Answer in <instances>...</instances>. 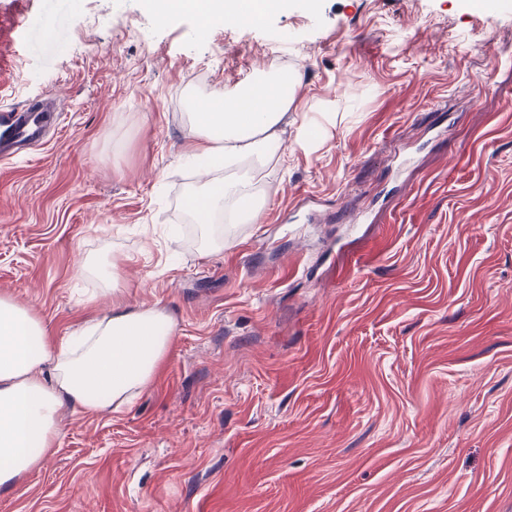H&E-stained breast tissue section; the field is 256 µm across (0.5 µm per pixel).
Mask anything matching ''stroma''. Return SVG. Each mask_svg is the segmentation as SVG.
<instances>
[{
    "label": "stroma",
    "mask_w": 512,
    "mask_h": 512,
    "mask_svg": "<svg viewBox=\"0 0 512 512\" xmlns=\"http://www.w3.org/2000/svg\"><path fill=\"white\" fill-rule=\"evenodd\" d=\"M146 0H0V105L62 91L0 161V296L56 340L174 321L153 385L58 409L0 512H512V0H291L258 24ZM300 83L261 222L200 244L192 76ZM324 141L295 142L302 119ZM120 257V288L81 267Z\"/></svg>",
    "instance_id": "stroma-1"
}]
</instances>
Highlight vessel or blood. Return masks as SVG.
<instances>
[{
    "label": "vessel or blood",
    "mask_w": 512,
    "mask_h": 512,
    "mask_svg": "<svg viewBox=\"0 0 512 512\" xmlns=\"http://www.w3.org/2000/svg\"><path fill=\"white\" fill-rule=\"evenodd\" d=\"M58 99L50 95L21 106L0 107V160L44 143L51 124L57 123Z\"/></svg>",
    "instance_id": "b4317fda"
}]
</instances>
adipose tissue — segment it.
<instances>
[{
  "instance_id": "adipose-tissue-1",
  "label": "adipose tissue",
  "mask_w": 512,
  "mask_h": 512,
  "mask_svg": "<svg viewBox=\"0 0 512 512\" xmlns=\"http://www.w3.org/2000/svg\"><path fill=\"white\" fill-rule=\"evenodd\" d=\"M288 0H204L203 21L257 24ZM299 76L259 73L228 93L212 89L187 115L186 154L216 176L184 206L218 250L211 224L253 223L264 210L260 175L278 158ZM174 335L170 316L153 307L123 308L58 343L42 320L0 297V487L39 467L59 437L61 400L89 412L122 406L146 391Z\"/></svg>"
}]
</instances>
